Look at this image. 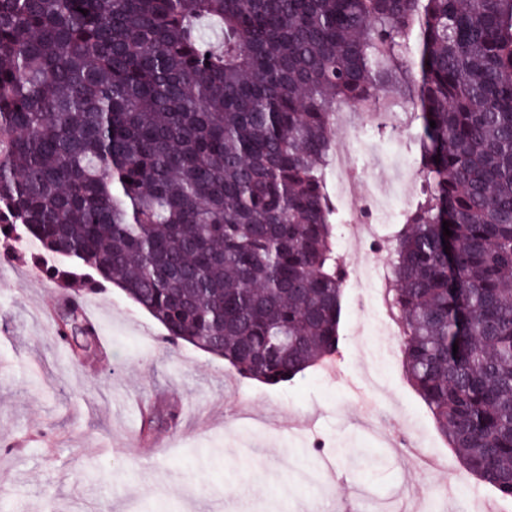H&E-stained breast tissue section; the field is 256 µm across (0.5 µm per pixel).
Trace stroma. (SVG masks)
I'll return each instance as SVG.
<instances>
[{"label": "stroma", "mask_w": 512, "mask_h": 512, "mask_svg": "<svg viewBox=\"0 0 512 512\" xmlns=\"http://www.w3.org/2000/svg\"><path fill=\"white\" fill-rule=\"evenodd\" d=\"M414 130L372 128L374 149L417 162ZM32 251L0 261V441L18 451L0 453V512H225L243 493L246 512H312L349 504L357 490L399 506L433 499L442 482L473 478L439 433L426 405L403 375L386 368L398 387L381 397L389 416L379 431L358 425L352 387L371 368L357 345L355 288L344 290L340 332L344 373L334 381L308 369L293 382L268 386L238 378L224 360L191 346L170 347L164 329L113 285L84 292V305L107 341L103 355L73 361L44 308L55 307V282L33 274ZM174 406L175 426L152 432L138 446L140 404ZM314 415V438L344 449L336 476L323 459L307 466L314 438L294 431ZM430 442L433 465L416 468L388 434L400 424Z\"/></svg>", "instance_id": "obj_1"}]
</instances>
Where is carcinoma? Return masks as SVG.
I'll list each match as a JSON object with an SVG mask.
<instances>
[{
    "label": "carcinoma",
    "mask_w": 512,
    "mask_h": 512,
    "mask_svg": "<svg viewBox=\"0 0 512 512\" xmlns=\"http://www.w3.org/2000/svg\"><path fill=\"white\" fill-rule=\"evenodd\" d=\"M381 95L421 119L403 372L512 499V0H0V249L27 236L46 277L91 270L170 344L289 382L339 353L334 113ZM54 325L95 348L81 305Z\"/></svg>",
    "instance_id": "obj_1"
}]
</instances>
